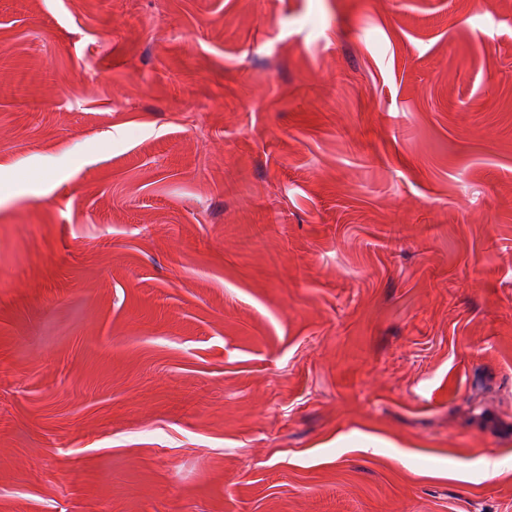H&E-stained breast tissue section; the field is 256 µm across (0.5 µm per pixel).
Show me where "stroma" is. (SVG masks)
<instances>
[{
  "label": "stroma",
  "instance_id": "1",
  "mask_svg": "<svg viewBox=\"0 0 512 512\" xmlns=\"http://www.w3.org/2000/svg\"><path fill=\"white\" fill-rule=\"evenodd\" d=\"M0 512H512V0H0Z\"/></svg>",
  "mask_w": 512,
  "mask_h": 512
}]
</instances>
